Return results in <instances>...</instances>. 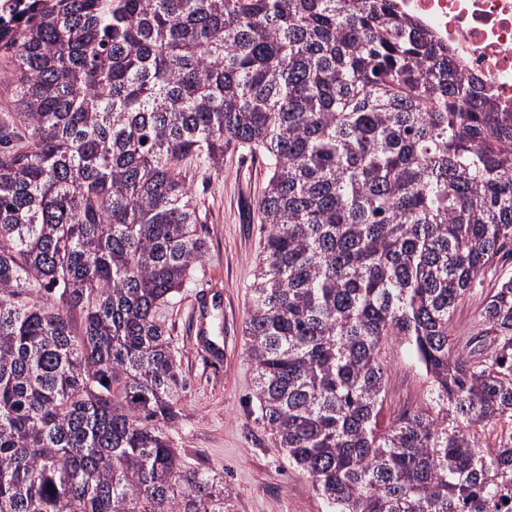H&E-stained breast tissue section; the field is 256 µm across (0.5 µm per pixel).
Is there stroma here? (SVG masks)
I'll use <instances>...</instances> for the list:
<instances>
[{
  "mask_svg": "<svg viewBox=\"0 0 512 512\" xmlns=\"http://www.w3.org/2000/svg\"><path fill=\"white\" fill-rule=\"evenodd\" d=\"M206 256L165 313L183 389L169 435L183 463L223 474L234 512H326L309 478L290 467L264 428L254 397L253 365L245 353L244 322L262 243L253 205L268 180L266 160L236 145L221 168L189 173ZM224 295V360L197 347L191 331L196 297ZM388 392L380 425L421 403L424 375L404 350H390Z\"/></svg>",
  "mask_w": 512,
  "mask_h": 512,
  "instance_id": "obj_1",
  "label": "stroma"
}]
</instances>
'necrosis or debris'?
<instances>
[{"mask_svg":"<svg viewBox=\"0 0 512 512\" xmlns=\"http://www.w3.org/2000/svg\"><path fill=\"white\" fill-rule=\"evenodd\" d=\"M433 39L448 45L461 73L512 107V0H391Z\"/></svg>","mask_w":512,"mask_h":512,"instance_id":"obj_1","label":"necrosis or debris"}]
</instances>
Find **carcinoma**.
Segmentation results:
<instances>
[{"mask_svg":"<svg viewBox=\"0 0 512 512\" xmlns=\"http://www.w3.org/2000/svg\"><path fill=\"white\" fill-rule=\"evenodd\" d=\"M0 34V512H233L167 433L187 179L264 155L243 328L327 512H512V111L390 0H24ZM428 396L385 430L388 341ZM495 279L496 277H493V273H488L483 280L482 286L479 287L483 288V294L481 295V291H479L457 309L453 320L454 336H474L472 334L478 331L479 309L485 292L492 288Z\"/></svg>","mask_w":512,"mask_h":512,"instance_id":"obj_1","label":"carcinoma"}]
</instances>
